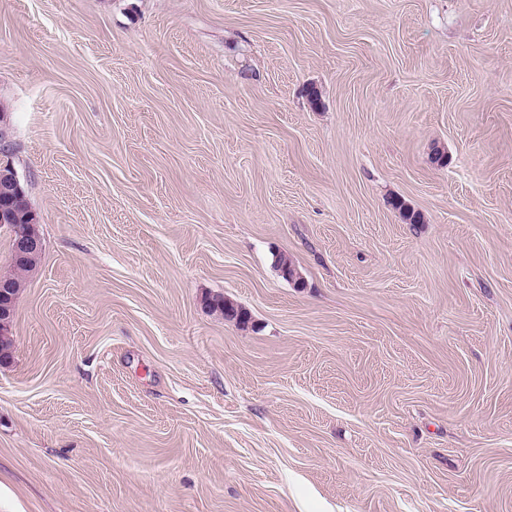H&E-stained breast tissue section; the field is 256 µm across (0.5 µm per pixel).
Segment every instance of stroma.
I'll use <instances>...</instances> for the list:
<instances>
[{
	"instance_id": "obj_1",
	"label": "stroma",
	"mask_w": 512,
	"mask_h": 512,
	"mask_svg": "<svg viewBox=\"0 0 512 512\" xmlns=\"http://www.w3.org/2000/svg\"><path fill=\"white\" fill-rule=\"evenodd\" d=\"M0 104V512H512V0H0ZM26 195L10 163L0 164V224H14L19 218L20 211L25 209L28 218L36 220L29 206L25 205ZM28 219H25L23 216L20 219V222L15 224V226H19L21 230L24 232H19L18 236L14 240V259L15 263H18L20 266L16 265L12 261L11 254V241H12V232L10 228L6 227L5 230L9 235L10 239V257H11V265L13 267V273L9 274L14 278H10L8 275L0 276V294H1V303H0V327L1 331L4 332L9 330L12 322L14 320V303L13 297L11 293L14 291L15 295V304L17 297L22 288L25 285V275L32 270H34L37 265L41 261L42 251L39 250L42 247V242L40 238L35 235L33 232L38 233L40 235V229L38 222L35 227H32L29 224ZM27 230L33 232H25ZM38 252V253H37ZM36 253V254H35ZM35 254V255H33ZM31 255H33L31 257ZM31 257V258H30ZM30 258V260L26 263V261ZM25 265H21L24 264ZM17 285V286H16ZM18 287V288H17ZM0 331V364L8 365L12 362L13 359V339L10 332L2 333Z\"/></svg>"
}]
</instances>
